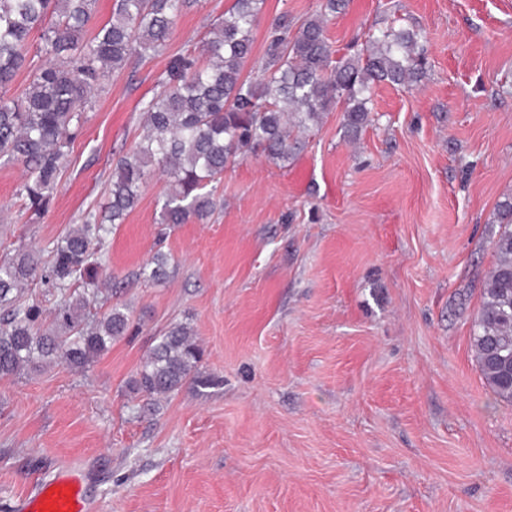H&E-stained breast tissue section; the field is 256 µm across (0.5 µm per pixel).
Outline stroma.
<instances>
[{
	"mask_svg": "<svg viewBox=\"0 0 512 512\" xmlns=\"http://www.w3.org/2000/svg\"><path fill=\"white\" fill-rule=\"evenodd\" d=\"M233 2L191 0L162 52L96 91L40 216L19 195L23 166L0 167V254L46 261L105 206L140 101ZM322 4L264 0L245 74L275 21ZM391 24L421 30L427 71L409 91L375 85L357 138L334 111L296 156L238 160L202 223H160L167 178L150 176L107 240L105 296L130 331L85 369L0 379V512L59 478L80 484L86 512H512V404L470 342L512 198V0H348L327 36L341 56ZM173 323L218 383L152 410L128 383Z\"/></svg>",
	"mask_w": 512,
	"mask_h": 512,
	"instance_id": "1",
	"label": "stroma"
}]
</instances>
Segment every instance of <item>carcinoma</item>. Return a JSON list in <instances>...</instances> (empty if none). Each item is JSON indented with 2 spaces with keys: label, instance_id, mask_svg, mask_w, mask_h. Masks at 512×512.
<instances>
[{
  "label": "carcinoma",
  "instance_id": "1",
  "mask_svg": "<svg viewBox=\"0 0 512 512\" xmlns=\"http://www.w3.org/2000/svg\"><path fill=\"white\" fill-rule=\"evenodd\" d=\"M263 0H235L203 45L207 60L176 61L142 101L143 133L112 166L108 209L86 211L81 224L47 247V277L59 292L49 323L42 309L24 301L37 261L19 251L0 260V378L51 364L84 368L104 354L130 326L115 304L97 316L99 280L109 278L103 246L113 226L136 207L152 171L168 179L161 223L202 221L216 208L208 186L237 159L263 155L286 161L303 147L301 135L337 108L355 133L371 121L373 85L387 81L411 88L427 58L421 33L389 26L367 36L352 53L333 59L326 37L329 15L346 0H325L324 11L292 27L277 24L263 66L243 76L253 49V29ZM95 0H0V166L20 163L26 208L42 213L69 162L95 90L135 53L161 51L176 17L190 0H115L112 19L84 38ZM40 33L47 64L19 95L16 75L30 65V38ZM504 229L493 242L496 261L486 274L471 342L479 370L502 401L512 403V384L502 367L512 365V201L500 204ZM201 348L190 327L174 324L159 337L131 380L134 394L166 396L190 382L209 388L199 370Z\"/></svg>",
  "mask_w": 512,
  "mask_h": 512
}]
</instances>
